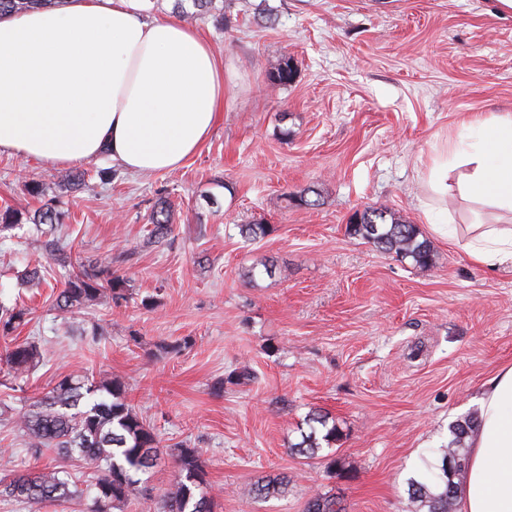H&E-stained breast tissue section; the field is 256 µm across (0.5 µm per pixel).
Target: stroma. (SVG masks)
<instances>
[{"label":"stroma","mask_w":512,"mask_h":512,"mask_svg":"<svg viewBox=\"0 0 512 512\" xmlns=\"http://www.w3.org/2000/svg\"><path fill=\"white\" fill-rule=\"evenodd\" d=\"M223 2V19L196 20L224 59L223 116L179 170L0 151V211L23 215L0 230V309H31L17 334L40 353L22 382L0 372V455L20 470L51 462L19 416L66 375L112 373L162 446L197 449L214 512H305L317 492L346 512H411L422 457L512 364V271L435 234L418 179L459 113H512V17L491 0ZM283 61L294 80L271 86ZM307 188L315 206L287 204ZM161 198L173 232L152 243ZM48 202L60 223L40 233L29 217ZM368 207L416 224L433 265L350 235ZM254 222L269 231L245 240ZM103 256L127 299L74 319L57 311L68 276ZM33 269L41 283H23ZM234 371L249 377L228 382ZM316 411L340 435L308 460L294 446ZM176 475L167 459L123 512H146ZM269 476L288 478L284 495H241Z\"/></svg>","instance_id":"1"}]
</instances>
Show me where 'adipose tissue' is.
<instances>
[{
    "instance_id": "adipose-tissue-1",
    "label": "adipose tissue",
    "mask_w": 512,
    "mask_h": 512,
    "mask_svg": "<svg viewBox=\"0 0 512 512\" xmlns=\"http://www.w3.org/2000/svg\"><path fill=\"white\" fill-rule=\"evenodd\" d=\"M224 110V62L181 19L144 0H65L0 15V149L49 165L108 154L125 171L181 167ZM422 169L434 233L449 199L472 222L453 235L476 263L512 270V113L467 114ZM457 512H512V365L484 384Z\"/></svg>"
}]
</instances>
